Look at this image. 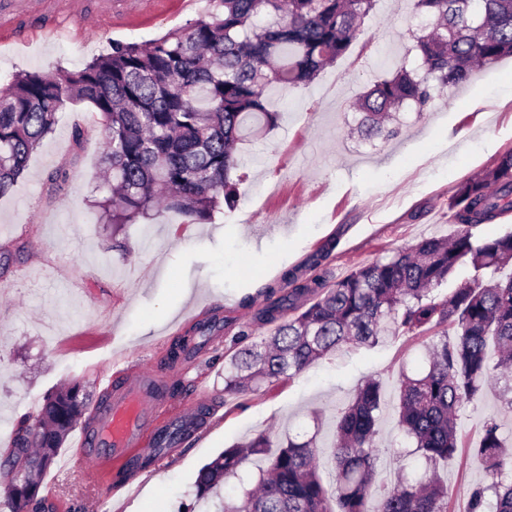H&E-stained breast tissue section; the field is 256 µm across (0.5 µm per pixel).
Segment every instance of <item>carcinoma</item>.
I'll list each match as a JSON object with an SVG mask.
<instances>
[{
    "instance_id": "obj_1",
    "label": "carcinoma",
    "mask_w": 512,
    "mask_h": 512,
    "mask_svg": "<svg viewBox=\"0 0 512 512\" xmlns=\"http://www.w3.org/2000/svg\"><path fill=\"white\" fill-rule=\"evenodd\" d=\"M212 9L186 28L171 29L145 45L117 42L77 72H20L0 89V196L10 192L31 153L52 133L66 103H87L103 117L110 192L97 202L100 219L117 233L126 224L171 214L183 224L209 221L238 204L234 145L265 127L278 112L268 89L312 83L349 50L375 0H210ZM459 0H416L435 27L415 38L419 67L402 64L374 81L355 108L360 128L385 130L388 113L405 105L424 111L436 87L468 81L478 66L512 57V0H481L475 14ZM456 234L425 238L365 265L332 284L301 281L289 273L288 306L295 316L278 322L283 299L260 312L276 327L236 349L224 370V394L292 379L316 362L351 346L375 347L389 338L435 337L425 365L403 370L397 425L424 474L379 480L383 449L375 440L385 404L382 382L367 379L338 411L328 451L334 479L318 473L323 451L317 435L280 439L260 432L204 465L194 481L199 500L224 484L244 482L257 456L258 479L218 512H448V485L437 465L462 447L458 413L480 400L496 371L512 368V231L486 238L481 226L512 212V150L476 178L462 181L449 203ZM469 267L471 277L443 296L432 290ZM495 347L496 362L489 348ZM86 397L74 384L46 396L35 419L19 421L4 465L8 512H46L45 498L17 494L11 485L41 488V479L82 418ZM276 452L271 454L269 449ZM472 453L486 464L487 483L471 490L467 512H512V440L487 418Z\"/></svg>"
}]
</instances>
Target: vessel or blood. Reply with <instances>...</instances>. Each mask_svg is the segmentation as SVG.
Returning <instances> with one entry per match:
<instances>
[{
  "label": "vessel or blood",
  "instance_id": "b4317fda",
  "mask_svg": "<svg viewBox=\"0 0 512 512\" xmlns=\"http://www.w3.org/2000/svg\"><path fill=\"white\" fill-rule=\"evenodd\" d=\"M152 6L153 0H99L98 16L117 26L133 14L149 13ZM67 11V0H0V25H50ZM183 373L182 366L163 362L131 366L124 384L111 389L106 401L94 404L95 422L82 431L79 441L92 476H99L112 461L135 457L143 442L164 453L183 444L189 425L210 405L204 391L197 392L189 410L170 397L172 381Z\"/></svg>",
  "mask_w": 512,
  "mask_h": 512
}]
</instances>
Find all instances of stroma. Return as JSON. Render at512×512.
I'll list each match as a JSON object with an SVG mask.
<instances>
[{"label": "stroma", "instance_id": "35a3bbf8", "mask_svg": "<svg viewBox=\"0 0 512 512\" xmlns=\"http://www.w3.org/2000/svg\"><path fill=\"white\" fill-rule=\"evenodd\" d=\"M209 7V0L192 11L179 0H156L152 14L112 30L76 0L73 15L59 20L61 35L0 34V84L22 71L81 70L113 42L153 39ZM420 25L414 0H376L343 58L309 85L274 91L277 126L237 147L236 209L202 223L160 217L117 234L100 223L94 202L105 193L98 177L103 118L86 104L59 112L54 132L0 197V456L18 421L37 415L51 391L77 382L97 401L103 378L123 383L128 367L166 359L186 340L207 353L178 395L187 403L206 389L216 411L119 492L108 479L96 488L87 483L75 439L67 437L61 462L43 477L53 512H202L195 478L224 448L264 430L283 433L291 423L318 431L320 445L330 446L335 410L363 379L381 378L391 402L400 372L421 369L429 339L406 336L349 348L260 391L224 393L226 351L242 332L255 341L268 335L255 315L270 289H284L286 271L333 283L424 238L453 236L448 204L456 186L512 149V58L476 70L466 84L433 90L422 114L401 113L397 137L356 133L357 98L393 62L416 66L411 34ZM116 239L126 251L113 249ZM330 241V256L309 270L308 259ZM501 388L492 383L459 413L467 447L438 469L453 492L448 512H467L469 491L484 479V462L468 450L484 419L499 416L512 436ZM377 429L379 474L397 476L402 462L393 450L402 435L391 410Z\"/></svg>", "mask_w": 512, "mask_h": 512}]
</instances>
